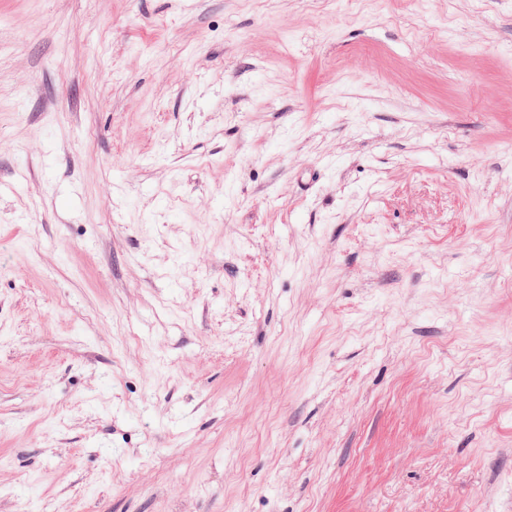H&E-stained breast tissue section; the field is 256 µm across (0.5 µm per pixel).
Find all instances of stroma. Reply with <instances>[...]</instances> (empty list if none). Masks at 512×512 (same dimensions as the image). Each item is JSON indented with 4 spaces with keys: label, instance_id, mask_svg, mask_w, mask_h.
<instances>
[{
    "label": "stroma",
    "instance_id": "obj_1",
    "mask_svg": "<svg viewBox=\"0 0 512 512\" xmlns=\"http://www.w3.org/2000/svg\"><path fill=\"white\" fill-rule=\"evenodd\" d=\"M0 512H512V0H0Z\"/></svg>",
    "mask_w": 512,
    "mask_h": 512
}]
</instances>
